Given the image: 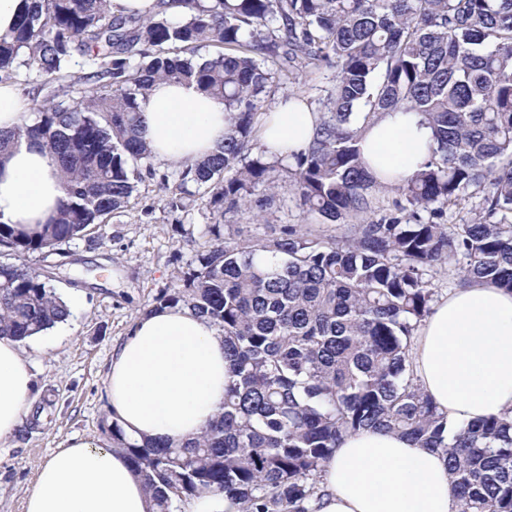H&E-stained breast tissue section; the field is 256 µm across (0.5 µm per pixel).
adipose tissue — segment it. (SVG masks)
<instances>
[{
  "label": "adipose tissue",
  "mask_w": 512,
  "mask_h": 512,
  "mask_svg": "<svg viewBox=\"0 0 512 512\" xmlns=\"http://www.w3.org/2000/svg\"><path fill=\"white\" fill-rule=\"evenodd\" d=\"M140 129L155 158L180 164L211 155L229 115L195 83L156 82ZM319 122L304 101H280L262 116L269 150L307 149ZM430 132L413 116L386 115L365 126L361 148L383 184L417 170ZM63 197L57 166L38 142L0 153V222L27 233L55 217ZM422 391L467 425L512 411V292L469 281L435 301L412 347ZM34 375L17 341L0 338V442L12 438L34 400ZM233 376L224 337L183 306L142 314L115 348L107 374L112 418L133 438L195 440L221 412ZM318 512H458L441 454L397 434L369 429L345 437L323 467ZM142 476L122 449L81 436L40 468L24 512H151Z\"/></svg>",
  "instance_id": "1"
}]
</instances>
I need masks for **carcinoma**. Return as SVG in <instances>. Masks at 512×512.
<instances>
[{
  "label": "carcinoma",
  "instance_id": "carcinoma-1",
  "mask_svg": "<svg viewBox=\"0 0 512 512\" xmlns=\"http://www.w3.org/2000/svg\"><path fill=\"white\" fill-rule=\"evenodd\" d=\"M86 72L69 95L75 58ZM329 69L334 83L308 148L282 167L313 224H283L272 240L224 215L266 209L274 165L250 157L255 119L277 75ZM24 72L53 87L29 99L33 123L0 132L55 155L64 193L35 234L0 223V338L24 341L65 322L55 286L64 246L92 244L154 175L139 137L154 82H194L230 114L220 151L162 177L168 212L203 190L213 224L179 283L148 310L187 306L224 336L235 381L196 440L141 444L108 425L144 479L153 512L201 495L228 512H314L319 474L342 439L397 433L445 455L459 512H512V416L464 427L421 391L414 335L433 279L489 281L512 291V0H158L150 18L118 17L109 0H31L0 39V83ZM414 114L431 130L427 159L377 205L359 146L362 127ZM479 197L472 216L445 209ZM374 214L337 235L331 226ZM60 260L36 272L30 253Z\"/></svg>",
  "mask_w": 512,
  "mask_h": 512
}]
</instances>
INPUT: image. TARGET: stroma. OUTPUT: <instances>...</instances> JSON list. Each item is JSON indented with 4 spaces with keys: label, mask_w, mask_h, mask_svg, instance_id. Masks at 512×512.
Returning a JSON list of instances; mask_svg holds the SVG:
<instances>
[{
    "label": "stroma",
    "mask_w": 512,
    "mask_h": 512,
    "mask_svg": "<svg viewBox=\"0 0 512 512\" xmlns=\"http://www.w3.org/2000/svg\"><path fill=\"white\" fill-rule=\"evenodd\" d=\"M331 79L328 72H304L294 80H275L267 103L294 96L315 105ZM153 166L155 176L140 184L132 207L113 215L94 245L71 242L73 263L61 269L56 283L72 306L69 320L19 344L31 365L38 398L50 404L37 426L18 429L7 447H0V512H24L40 466L71 435L110 443L105 383L112 352L153 297L176 283L206 241L211 218L204 201L168 213L159 182L165 177L177 185L179 168L160 160ZM270 179L277 198L262 221L242 212L226 216V223L246 225L250 235L261 239L276 237L281 225L307 223L282 171H271Z\"/></svg>",
    "instance_id": "35a3bbf8"
}]
</instances>
